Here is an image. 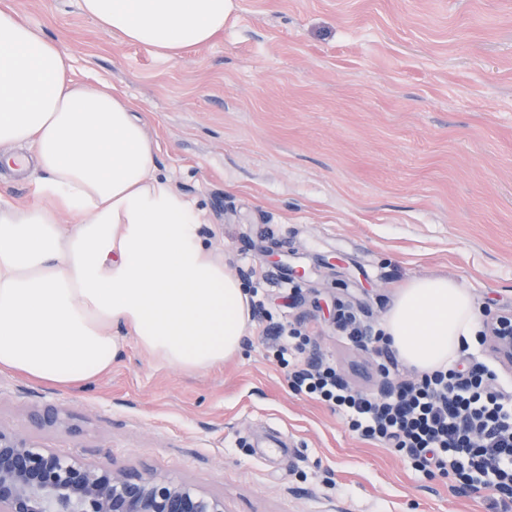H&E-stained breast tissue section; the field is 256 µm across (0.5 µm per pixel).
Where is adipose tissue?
Returning <instances> with one entry per match:
<instances>
[{
  "instance_id": "adipose-tissue-1",
  "label": "adipose tissue",
  "mask_w": 512,
  "mask_h": 512,
  "mask_svg": "<svg viewBox=\"0 0 512 512\" xmlns=\"http://www.w3.org/2000/svg\"><path fill=\"white\" fill-rule=\"evenodd\" d=\"M97 27L174 60L223 34L231 0H79ZM56 40L0 0V163L30 154L32 201L0 200V372L71 391L111 371L132 336L199 373L242 345L247 288L203 240L202 214L156 174V146L123 95L73 78ZM69 223H61V215ZM471 294L442 276L402 287L384 316L420 372L475 343Z\"/></svg>"
}]
</instances>
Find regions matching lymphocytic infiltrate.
Here are the masks:
<instances>
[{
    "mask_svg": "<svg viewBox=\"0 0 512 512\" xmlns=\"http://www.w3.org/2000/svg\"><path fill=\"white\" fill-rule=\"evenodd\" d=\"M262 339L292 388L336 410L361 439L393 449L427 477L490 489L492 512H512V394L487 365L466 372L453 365L373 394L307 358L310 337L273 326Z\"/></svg>",
    "mask_w": 512,
    "mask_h": 512,
    "instance_id": "f902f5d3",
    "label": "lymphocytic infiltrate"
}]
</instances>
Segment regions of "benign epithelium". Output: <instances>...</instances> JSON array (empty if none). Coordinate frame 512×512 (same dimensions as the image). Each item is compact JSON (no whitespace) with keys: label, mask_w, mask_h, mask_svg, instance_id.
<instances>
[{"label":"benign epithelium","mask_w":512,"mask_h":512,"mask_svg":"<svg viewBox=\"0 0 512 512\" xmlns=\"http://www.w3.org/2000/svg\"><path fill=\"white\" fill-rule=\"evenodd\" d=\"M488 352L512 371V308L484 321ZM0 512H224V497L151 469L114 468L0 427Z\"/></svg>","instance_id":"obj_1"}]
</instances>
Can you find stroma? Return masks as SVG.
<instances>
[{
  "mask_svg": "<svg viewBox=\"0 0 512 512\" xmlns=\"http://www.w3.org/2000/svg\"><path fill=\"white\" fill-rule=\"evenodd\" d=\"M61 42L74 77L139 107L161 175L263 301L241 352L189 374L124 337L110 373L61 391L0 372V426L58 455L149 467L226 512H489L411 470L295 392L260 336H314L354 383L398 290L444 276L482 313L512 307V0H232L224 32L168 61L121 42L77 0H12ZM58 412L40 426L38 412ZM277 435L286 449L261 456ZM339 322L343 330H349V336H347V338L350 341L363 348L370 349L379 358H386L388 364H390L394 370L398 369L397 362L392 359L390 342L382 331H378L375 335H363L361 325L354 315L341 313Z\"/></svg>",
  "mask_w": 512,
  "mask_h": 512,
  "instance_id": "35a3bbf8",
  "label": "stroma"
}]
</instances>
